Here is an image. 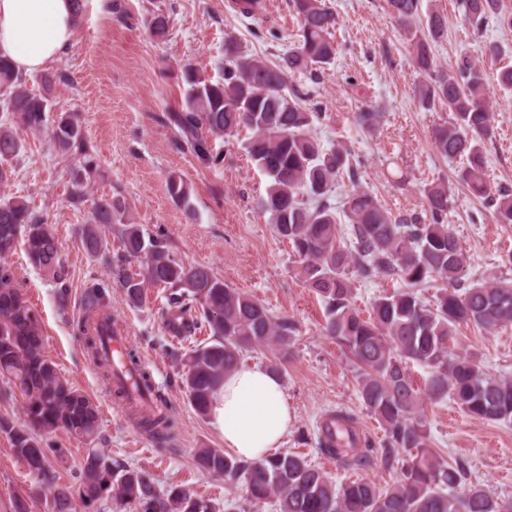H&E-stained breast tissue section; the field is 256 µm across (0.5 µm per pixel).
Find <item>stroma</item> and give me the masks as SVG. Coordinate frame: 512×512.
I'll return each instance as SVG.
<instances>
[{
    "label": "stroma",
    "mask_w": 512,
    "mask_h": 512,
    "mask_svg": "<svg viewBox=\"0 0 512 512\" xmlns=\"http://www.w3.org/2000/svg\"><path fill=\"white\" fill-rule=\"evenodd\" d=\"M336 14V61L321 75L310 106L320 114L313 129L324 147L345 143L361 187L392 212L419 214L424 187L452 185L447 223L466 257L467 276L489 282H512V224L497 223L493 211L456 183L461 159H446L432 146V130L446 123L448 111L423 110L414 95L419 76L404 31L387 11L386 0H326ZM258 18L235 15L231 0H83L68 51L43 71L26 76L28 90L49 97L57 112L78 114L90 152L100 165L95 196L124 199L145 233L160 234L188 264L212 268L230 287L260 300L277 317L295 322L298 332L289 356L264 348L243 353L242 363L276 369L294 411L283 450L306 457L335 483L370 479L396 483L405 455L383 462L384 432L366 411L359 392V372L348 353L323 329L321 300L295 276L290 245L280 238L259 208L269 179L246 157V133L212 141L224 162L208 168L175 143L167 116L182 101L181 65L190 59L212 80L223 76L227 41L267 60L293 48L298 39L291 0H263ZM171 20L166 41H152L148 22L154 12ZM438 11L446 33L433 46L438 66L454 67L463 57L480 61L487 72L512 65V29L489 19L481 30L463 20L461 0H421V14ZM498 44L497 59L485 55ZM494 134L486 144L487 172L494 187L512 189V91L491 85ZM384 106L373 132L355 121L359 109ZM24 149L12 163V175L0 193L23 197L51 224L67 270L68 306L60 308L53 280L34 268L23 248L8 258L14 282L35 309L46 355L59 375L85 392L100 411L98 445L113 462L143 470L158 491L181 486L218 503L222 512H279L276 499L253 505L243 482L199 469L202 448H223L213 418L196 414L182 385L175 353L210 342L208 328L197 327L173 340L167 326L166 293L148 289L141 307L127 304L108 264L122 254L118 228L101 231V254H88L79 230L91 221V206L68 201L74 160L62 158L48 131L18 129ZM191 187L189 205L167 192L169 174ZM102 285L107 310L150 372L156 389L173 407L175 439L158 447L131 418L122 400L91 363L77 325L86 315L84 296ZM456 349L474 353L494 375L512 376V325L494 331L460 326ZM341 410L359 423L373 450L364 468L336 463L319 446L325 414ZM433 448L444 458L469 464L473 484L494 497L512 501V425L474 419L451 398L422 397L419 407ZM0 512H49L38 479L10 450L0 432Z\"/></svg>",
    "instance_id": "stroma-1"
}]
</instances>
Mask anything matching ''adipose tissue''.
<instances>
[{"label": "adipose tissue", "instance_id": "ef3b65f1", "mask_svg": "<svg viewBox=\"0 0 512 512\" xmlns=\"http://www.w3.org/2000/svg\"><path fill=\"white\" fill-rule=\"evenodd\" d=\"M76 25L73 0H0V55L16 71L34 74L60 59ZM211 416L224 446L237 457L260 460L281 447L291 424L287 396L266 367L241 365L225 375Z\"/></svg>", "mask_w": 512, "mask_h": 512}]
</instances>
